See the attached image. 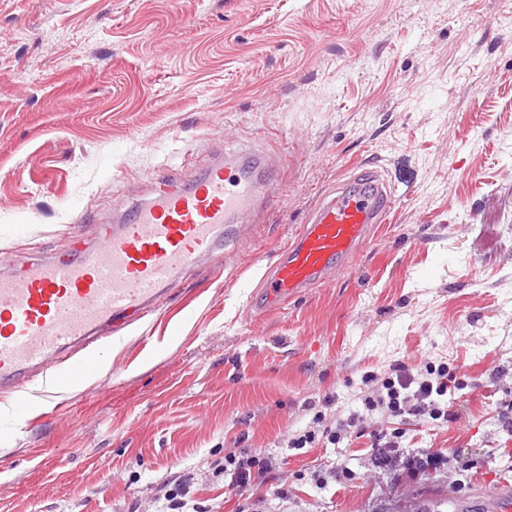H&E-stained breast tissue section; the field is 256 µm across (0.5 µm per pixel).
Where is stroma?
<instances>
[{
    "label": "stroma",
    "instance_id": "1",
    "mask_svg": "<svg viewBox=\"0 0 512 512\" xmlns=\"http://www.w3.org/2000/svg\"><path fill=\"white\" fill-rule=\"evenodd\" d=\"M280 203L96 365L0 395V512H484L512 476V0H0V271L94 244L157 177L244 144ZM393 208L334 284L260 278L339 181ZM458 367L450 422L366 411V373ZM337 444L289 448L317 412ZM358 426H350L351 417ZM448 455L410 479L372 432ZM276 461L246 495L227 451ZM287 495H280V488Z\"/></svg>",
    "mask_w": 512,
    "mask_h": 512
}]
</instances>
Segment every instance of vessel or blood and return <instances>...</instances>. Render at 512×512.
I'll use <instances>...</instances> for the list:
<instances>
[{
    "mask_svg": "<svg viewBox=\"0 0 512 512\" xmlns=\"http://www.w3.org/2000/svg\"><path fill=\"white\" fill-rule=\"evenodd\" d=\"M266 154H216L199 174L161 179L120 210L100 245L48 256L0 276V391L18 392L53 360L100 354L117 333L150 316L182 274L246 233L275 198ZM392 193L380 177L354 179L325 196L263 281L280 307L331 283L371 225L385 223ZM485 512H512V480L499 479Z\"/></svg>",
    "mask_w": 512,
    "mask_h": 512,
    "instance_id": "b4317fda",
    "label": "vessel or blood"
}]
</instances>
